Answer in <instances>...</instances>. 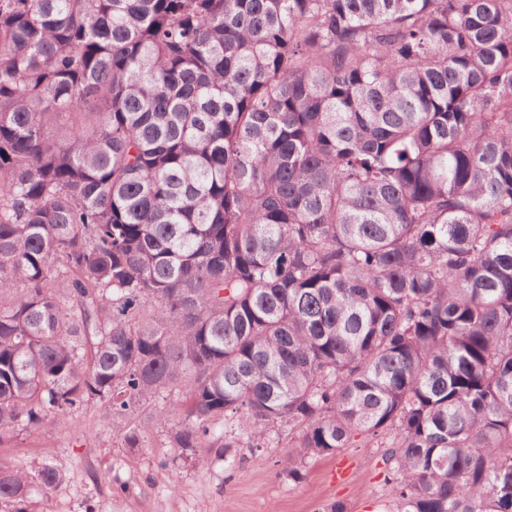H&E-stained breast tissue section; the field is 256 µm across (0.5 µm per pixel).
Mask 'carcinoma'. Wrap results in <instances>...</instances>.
Here are the masks:
<instances>
[{
    "instance_id": "carcinoma-1",
    "label": "carcinoma",
    "mask_w": 512,
    "mask_h": 512,
    "mask_svg": "<svg viewBox=\"0 0 512 512\" xmlns=\"http://www.w3.org/2000/svg\"><path fill=\"white\" fill-rule=\"evenodd\" d=\"M87 401L512 512V0H0V447Z\"/></svg>"
}]
</instances>
